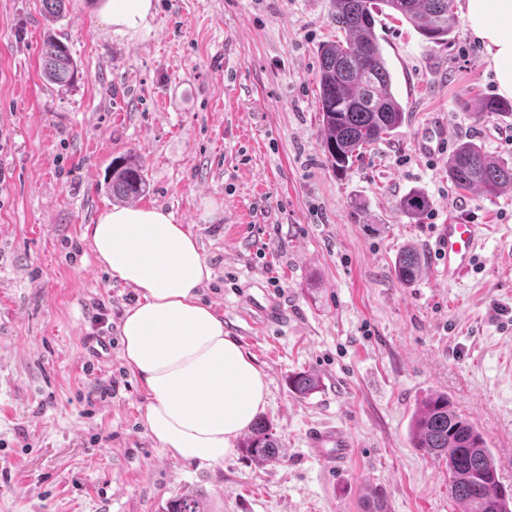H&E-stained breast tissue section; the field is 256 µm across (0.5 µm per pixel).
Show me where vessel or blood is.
Returning <instances> with one entry per match:
<instances>
[{
  "label": "vessel or blood",
  "instance_id": "1",
  "mask_svg": "<svg viewBox=\"0 0 512 512\" xmlns=\"http://www.w3.org/2000/svg\"><path fill=\"white\" fill-rule=\"evenodd\" d=\"M480 245V227L471 220L454 217L442 225L436 247L445 277L454 281L467 274ZM308 443L320 452L331 468L340 467L350 456V438L346 431L338 427L313 429Z\"/></svg>",
  "mask_w": 512,
  "mask_h": 512
}]
</instances>
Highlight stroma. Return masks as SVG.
<instances>
[{
    "instance_id": "1",
    "label": "stroma",
    "mask_w": 512,
    "mask_h": 512,
    "mask_svg": "<svg viewBox=\"0 0 512 512\" xmlns=\"http://www.w3.org/2000/svg\"><path fill=\"white\" fill-rule=\"evenodd\" d=\"M0 0V512H163L176 496L207 512H458L443 460L413 447L420 401L447 394L481 431L512 487V192L457 190L448 157L472 140L512 157V117H478L496 97L466 21L447 44L406 21L375 31L406 121L347 176L321 147L318 49L335 39L330 0H156L149 27L112 34L98 0ZM80 67L71 88L42 72L45 36ZM443 121L447 143L417 142ZM147 180L139 205L174 213L214 271L203 298L269 385L279 460L242 450L201 468L165 456L142 419L146 394L121 358L120 323L137 301L83 238L114 203L113 159ZM429 209H399L410 191ZM472 215L484 245L448 281L434 251L442 224ZM425 259L412 286L403 247ZM105 321L95 324V314ZM109 337L107 363L86 346ZM318 376L313 393L289 378ZM342 426L351 454L328 470L307 441ZM401 211L410 219L422 216L430 206L428 196L418 190L409 192L399 202ZM424 270V260L420 251L410 247L403 250L395 264V275L400 283L410 285L415 282Z\"/></svg>"
}]
</instances>
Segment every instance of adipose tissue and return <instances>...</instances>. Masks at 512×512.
Masks as SVG:
<instances>
[{"mask_svg":"<svg viewBox=\"0 0 512 512\" xmlns=\"http://www.w3.org/2000/svg\"><path fill=\"white\" fill-rule=\"evenodd\" d=\"M114 33L143 29L154 0H100ZM480 41L501 97L512 98V0H459ZM83 236L111 276L140 297L125 312L122 358L146 393L144 421L158 448L175 460L210 467L267 404L268 383L254 359L224 332L202 299L212 278L195 238L161 207L115 206Z\"/></svg>","mask_w":512,"mask_h":512,"instance_id":"ef3b65f1","label":"adipose tissue"}]
</instances>
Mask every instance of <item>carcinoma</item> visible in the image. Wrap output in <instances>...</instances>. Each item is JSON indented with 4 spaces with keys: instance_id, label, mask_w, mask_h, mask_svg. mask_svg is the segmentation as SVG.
<instances>
[{
    "instance_id": "carcinoma-1",
    "label": "carcinoma",
    "mask_w": 512,
    "mask_h": 512,
    "mask_svg": "<svg viewBox=\"0 0 512 512\" xmlns=\"http://www.w3.org/2000/svg\"><path fill=\"white\" fill-rule=\"evenodd\" d=\"M397 15L413 25L428 41L443 45L457 26L453 0H330V20L343 38L327 41L318 49V110L322 148L337 176L348 174L367 146L391 136L405 120V108L392 89L375 32L376 17ZM40 57L46 79L60 87L73 85L79 68L67 44L47 37ZM480 114L512 116V104L488 99ZM448 180L459 190L497 197L512 190V162L488 155L472 140L460 142L448 157ZM143 165L121 160L112 166V196L133 200L145 192ZM410 219L422 216L430 206L418 190L399 202ZM424 270L420 251L403 250L395 264L400 283L410 285ZM412 441L417 448L448 462V495L460 512H512V495L501 492L495 459L484 435L458 414L448 396L425 399L414 416ZM245 452L259 463L280 457V440L265 421L255 423L243 443ZM164 512H205L195 496L169 500Z\"/></svg>"
}]
</instances>
